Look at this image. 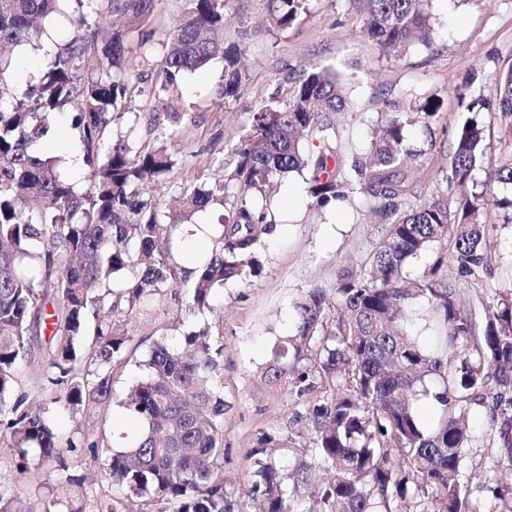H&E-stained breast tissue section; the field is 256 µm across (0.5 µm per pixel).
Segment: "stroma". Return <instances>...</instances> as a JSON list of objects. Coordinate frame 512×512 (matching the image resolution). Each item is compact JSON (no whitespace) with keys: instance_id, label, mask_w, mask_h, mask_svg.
Masks as SVG:
<instances>
[{"instance_id":"obj_1","label":"stroma","mask_w":512,"mask_h":512,"mask_svg":"<svg viewBox=\"0 0 512 512\" xmlns=\"http://www.w3.org/2000/svg\"><path fill=\"white\" fill-rule=\"evenodd\" d=\"M226 7L230 22L225 40L242 38L247 43V81L234 98L222 96L224 64L219 60L186 73L179 93L160 92L162 46L182 13L183 0H154L145 25L152 33L148 43H141L138 31L129 33L137 47L130 58L138 78L137 107L113 126L112 135L120 137L132 127L137 144L150 146L157 128L167 125L170 111L184 112L174 143L177 182L215 176L220 167H233L231 149L245 135L259 103L275 93H287L293 77L317 64L341 74L355 102L357 113L344 131L343 148L349 154L362 152L386 101L408 90L440 98L439 117L431 130L416 124L408 134L411 148L432 145L411 173L412 194L425 198L454 150L464 117L461 97L492 96L496 78L512 65V0H432L433 46H417L400 57L384 55L374 42L359 36L353 22H340L339 0H311L307 15L287 29L268 24V0H228ZM477 119L486 125L487 135L484 163L475 179L489 182L493 169L512 152V123L486 112L478 113ZM275 216L257 256L258 270L246 282L227 284L215 300V313L185 315L192 293L187 283L168 290L150 307L115 308L113 323L125 327L132 339L112 365L110 406L87 402L70 410L53 403L59 389L46 381L52 336L45 331L32 337L26 357L15 369L14 394L28 406L49 405L51 422L66 442L61 450L66 470L58 472L51 463L38 465L7 437H0V474L9 475L8 492L27 512H105L115 501L124 512H155L151 503L122 500L103 461L107 449L120 443L124 425L119 403L130 385L145 376L144 362L153 343L161 339L180 346L184 332L206 325L224 344V455L217 465L227 496L242 512H251L246 497L253 481L249 454L259 431L283 441L286 455L307 446V427L296 420L299 405L263 384L261 373L276 337L291 331L295 301L308 289L334 288L338 272L356 268L384 229L371 222L367 202L359 196L346 207L345 222L339 226L319 223L304 192L295 200L293 213L279 210ZM484 220L492 256L487 273L474 278L459 276L453 267L448 270L449 286L473 306L484 297L486 283L512 287V215L491 207ZM470 418L478 440L467 451L459 481L483 512H496L498 502L488 488L500 475L496 451L484 438L491 428L490 416L476 406Z\"/></svg>"}]
</instances>
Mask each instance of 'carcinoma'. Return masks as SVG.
<instances>
[{
	"label": "carcinoma",
	"mask_w": 512,
	"mask_h": 512,
	"mask_svg": "<svg viewBox=\"0 0 512 512\" xmlns=\"http://www.w3.org/2000/svg\"><path fill=\"white\" fill-rule=\"evenodd\" d=\"M63 2L0 0V418L7 419L14 446L36 451L41 464L60 458L46 406L26 410L13 398L33 315L54 340L48 383L69 384L51 403L106 402L112 362L131 340L112 324V310L122 302L130 310L146 306L188 281V310H211L224 285L253 272L273 228L266 209L247 193L263 195L284 176L305 173L317 208L367 196L385 233L356 269L338 275L335 288H312L294 303L293 331L276 339L263 380L298 404L327 387L305 416L311 460L275 457L268 451L275 437L260 433L250 454L247 497L259 501L262 512H296L292 504L305 499L316 501L318 512H392L395 501L415 504L412 512H482L457 476L475 441L474 405L491 416L484 438L496 448L497 467L512 472V289H490L478 324L476 312L448 286V264L462 276L486 270L483 213L491 205L512 209V197L499 198L474 178L485 154L484 126L467 119L458 127L448 166L440 170L446 189L411 205L410 172L423 151L408 147L407 127H430L440 100L405 92L385 102L389 115L379 132L351 159L342 138L354 103L334 70L311 65L285 98L271 97L252 113L232 149L234 167L178 187L179 208L166 213L157 193L171 183L169 146L183 114L169 113L154 146H136L130 133L109 140L113 124L134 103L127 31L99 36L100 0H73L74 35L46 42L41 21L63 11ZM151 2L122 0L117 9L141 28ZM184 2L160 60L162 90L221 58L222 95L238 96L247 80L245 49L224 44L226 0ZM268 2L272 24L287 29L310 0ZM340 2L359 33L387 54L430 43L429 0ZM25 45L41 57L36 77L17 67L16 51ZM93 54L99 64L88 76L83 64ZM18 82L25 85L19 98L11 92ZM467 111L512 121V67L499 76L494 97L472 98ZM61 116L86 167L80 183L50 151ZM232 185L242 194L233 198L212 247L186 266L173 254V231L198 212L224 207ZM447 241L451 252L408 281V264ZM50 290L58 301L51 313L45 310ZM91 316L95 347L84 361L75 340ZM420 320L433 335L418 334ZM183 345L179 351L155 343L147 376L122 402L139 433L110 452L107 470L126 497L160 512H233L217 470L224 454V344L203 328L183 334ZM428 399L437 404L431 424L418 413ZM314 468L323 472L318 485L310 480ZM492 494L499 512H512V484L498 483Z\"/></svg>",
	"instance_id": "obj_1"
}]
</instances>
